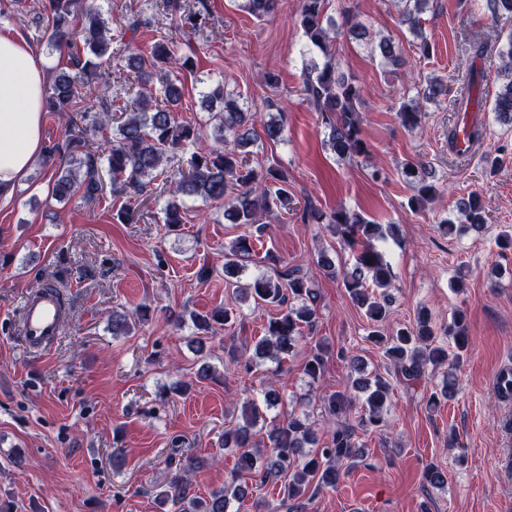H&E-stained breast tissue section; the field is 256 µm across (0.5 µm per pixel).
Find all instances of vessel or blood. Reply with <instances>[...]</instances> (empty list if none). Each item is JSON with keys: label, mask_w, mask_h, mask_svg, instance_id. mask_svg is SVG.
Listing matches in <instances>:
<instances>
[{"label": "vessel or blood", "mask_w": 512, "mask_h": 512, "mask_svg": "<svg viewBox=\"0 0 512 512\" xmlns=\"http://www.w3.org/2000/svg\"><path fill=\"white\" fill-rule=\"evenodd\" d=\"M64 316L63 299L55 289L24 295L19 320L23 344L32 350L50 351L59 338Z\"/></svg>", "instance_id": "vessel-or-blood-1"}]
</instances>
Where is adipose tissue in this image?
Returning <instances> with one entry per match:
<instances>
[{"label": "adipose tissue", "instance_id": "1", "mask_svg": "<svg viewBox=\"0 0 512 512\" xmlns=\"http://www.w3.org/2000/svg\"><path fill=\"white\" fill-rule=\"evenodd\" d=\"M43 54L23 37L0 34V199H9L43 150Z\"/></svg>", "mask_w": 512, "mask_h": 512}]
</instances>
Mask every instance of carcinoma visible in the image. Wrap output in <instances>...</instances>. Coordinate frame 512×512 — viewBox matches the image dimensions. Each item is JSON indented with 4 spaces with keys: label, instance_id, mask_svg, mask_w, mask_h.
<instances>
[{
    "label": "carcinoma",
    "instance_id": "cac0c4a2",
    "mask_svg": "<svg viewBox=\"0 0 512 512\" xmlns=\"http://www.w3.org/2000/svg\"><path fill=\"white\" fill-rule=\"evenodd\" d=\"M300 2L299 25L306 38V51L318 52L323 58L307 66L302 95L323 115L329 130L328 143L336 155L349 160L363 156L368 152L358 109L363 87L353 76L337 72L335 44L344 32L364 38L367 31L358 21L346 16L342 24H336V20L325 13L326 0ZM405 2L401 22L408 25L419 41L420 56L428 59L435 55L436 45L422 28L421 15L429 8L430 0ZM278 5L279 0H245L246 11L256 18L273 14ZM44 10L47 25L43 36L48 49L67 52L73 62V71L55 72L45 92L46 108L51 112L73 111L78 84H92L97 90L95 103L79 110L80 121L92 128H112V142H103L97 151L84 150V138L71 132L64 147H53L42 156L46 166L61 149L70 155L66 166H55L53 196L65 201L79 194L85 202L92 203L108 187L113 194L148 198L154 194L151 185L162 176L165 183L159 191L169 195L162 208L163 223L172 227L183 223V197L221 202L225 222L250 228L249 234L238 237L224 253L225 282H232L243 268L242 261L252 256L253 238L265 235L269 227L267 218L290 205L286 172L274 167L259 172L250 166V151L246 147L255 142L254 114L240 104L239 97L216 86L206 97L219 99L223 104L213 115L218 147L192 153L187 168L171 175L165 164L176 156L182 145L196 141L198 132L193 124L180 123L173 115L183 96L180 81L165 79L158 95L147 87V82L167 66L180 71L191 69V58L180 53L179 43L173 38L153 44L146 53L129 54L128 74L117 77V84L123 86L131 100L120 108V116L116 117L112 115V77L98 81L103 63L112 57V28L101 15L98 0H47ZM210 20L207 0H196V9L188 16L189 23L195 27ZM499 57L503 71L493 112L498 120L509 124L512 123V37L499 51ZM442 92L441 83L429 81L418 91L416 99L399 108L397 116L401 125L416 127L423 103L436 100ZM104 171L109 173L108 183L102 179ZM401 177L413 191L408 200L413 213L424 210L441 196L437 183L428 180L418 162L403 164ZM458 213L460 225L446 219L442 222L444 232L450 233L456 228L481 230L487 224V212L477 193L458 202ZM309 217L331 228L356 253L353 265L340 273L342 285L352 302L364 310L370 341L383 350L397 379L412 385L424 376L428 367L446 364V380L440 393L430 395L428 404L435 407L442 397L454 398L455 372L470 345L466 313L455 310L440 332L431 314L421 308L413 324L400 328L393 336L385 335L383 324L392 298L383 290L391 284L393 269L374 249L372 241L385 237L391 228L343 208L329 214L312 211ZM245 297L257 304L279 308L277 316L269 320L265 336L255 343L252 355L245 356L234 345L224 348L228 363L239 366L247 374L265 360L281 364L282 355L298 349L303 330L314 328L319 320V294L299 265L283 266L275 279L264 274L254 277ZM235 321L237 312L229 307L217 309L209 317L196 318L194 326L200 333L196 337L197 353L204 352L203 335L213 334ZM442 337L450 341L453 352H448L447 345L440 343ZM327 351L328 345L318 341L306 352L303 372L311 380L316 381L321 376ZM346 361L353 372L347 390L323 399L324 408L336 420V425L322 447L312 448L315 431L305 413H290L288 419L270 423L265 431L258 428L259 423L266 421L265 411L279 401V394L270 389L263 393L260 401L246 399L241 419L224 427V449L237 455V471L224 482V487L204 497L190 493L189 473L196 468L197 458L184 450L165 496L178 505L179 512H229L232 502L246 494L241 475L257 469L263 471L266 479L287 477L280 490L285 498L295 502L296 510L301 509L298 500L310 485H315L317 490L337 489L343 470L349 469L359 457L355 429L367 433L385 427L383 410L391 390L389 381L368 372L360 358L348 356ZM352 410L358 413L354 425L347 421Z\"/></svg>",
    "mask_w": 512,
    "mask_h": 512
}]
</instances>
